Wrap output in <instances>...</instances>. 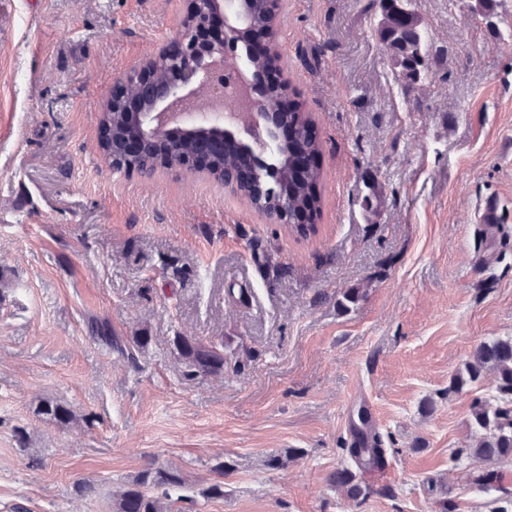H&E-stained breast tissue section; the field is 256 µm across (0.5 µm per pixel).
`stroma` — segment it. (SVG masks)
<instances>
[{
  "label": "stroma",
  "mask_w": 512,
  "mask_h": 512,
  "mask_svg": "<svg viewBox=\"0 0 512 512\" xmlns=\"http://www.w3.org/2000/svg\"><path fill=\"white\" fill-rule=\"evenodd\" d=\"M188 2L0 0V512H114L151 464L184 478L179 512H489L483 466L453 453L495 377L448 386L512 336V0H414L429 53L408 89L372 0H282L253 40L321 144L307 239L209 175L109 169L112 93ZM488 200L509 232L489 251ZM103 332L150 342L130 358ZM178 336L222 345L223 374L186 377ZM369 401L389 453L360 503L330 475Z\"/></svg>",
  "instance_id": "stroma-1"
}]
</instances>
